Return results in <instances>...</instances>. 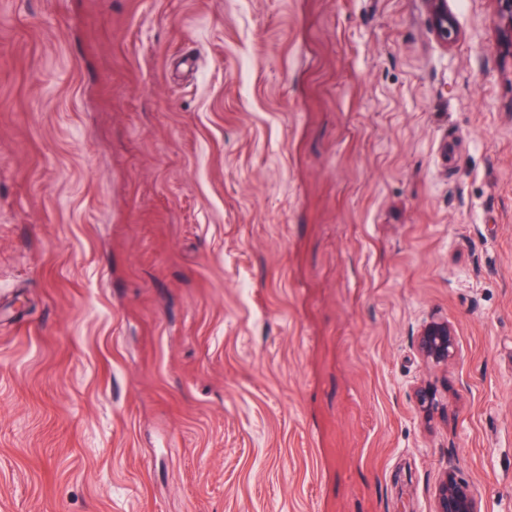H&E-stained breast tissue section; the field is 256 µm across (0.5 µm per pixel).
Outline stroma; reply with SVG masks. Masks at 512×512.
Returning <instances> with one entry per match:
<instances>
[{
    "mask_svg": "<svg viewBox=\"0 0 512 512\" xmlns=\"http://www.w3.org/2000/svg\"><path fill=\"white\" fill-rule=\"evenodd\" d=\"M448 10L0 0V512H512V57ZM430 29L436 40L445 47L459 38V29L448 11L447 0H423ZM416 347L426 363L448 365L456 356L455 332L448 321H431L421 329ZM414 394L416 403L427 420L431 419L435 413L442 409L441 400L438 398L437 391L434 388L427 385L419 386ZM434 512H485L470 484L446 470L435 488Z\"/></svg>",
    "mask_w": 512,
    "mask_h": 512,
    "instance_id": "obj_1",
    "label": "stroma"
}]
</instances>
